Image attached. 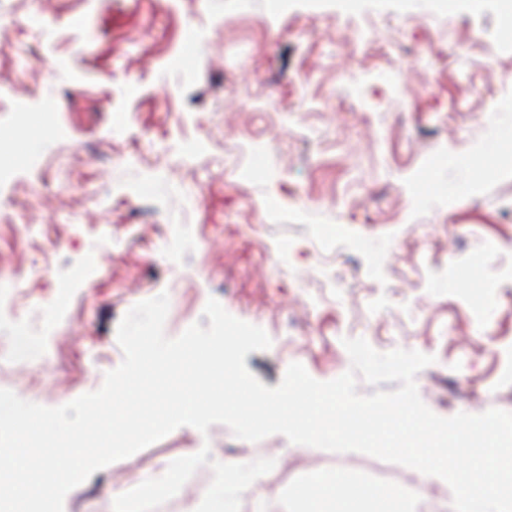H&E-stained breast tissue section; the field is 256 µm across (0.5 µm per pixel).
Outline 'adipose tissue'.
<instances>
[{
  "label": "adipose tissue",
  "mask_w": 512,
  "mask_h": 512,
  "mask_svg": "<svg viewBox=\"0 0 512 512\" xmlns=\"http://www.w3.org/2000/svg\"><path fill=\"white\" fill-rule=\"evenodd\" d=\"M288 512H410L406 485L366 484L346 469H329L297 489Z\"/></svg>",
  "instance_id": "adipose-tissue-1"
}]
</instances>
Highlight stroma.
I'll list each match as a JSON object with an SVG mask.
<instances>
[{
	"label": "stroma",
	"instance_id": "obj_1",
	"mask_svg": "<svg viewBox=\"0 0 512 512\" xmlns=\"http://www.w3.org/2000/svg\"><path fill=\"white\" fill-rule=\"evenodd\" d=\"M497 0H0V132L49 133L0 157V388L47 407L99 389L116 331L169 295L167 337L208 326L216 298L272 345L247 368L346 372L344 339L435 361V414L512 412V41ZM491 174H483L488 157ZM36 341L20 349L17 334ZM209 447L281 460L241 512L283 508L335 463L385 482L372 456L182 426L72 489L64 512ZM210 462V464H211ZM201 466L168 512H196ZM418 512H453L413 476Z\"/></svg>",
	"mask_w": 512,
	"mask_h": 512
}]
</instances>
